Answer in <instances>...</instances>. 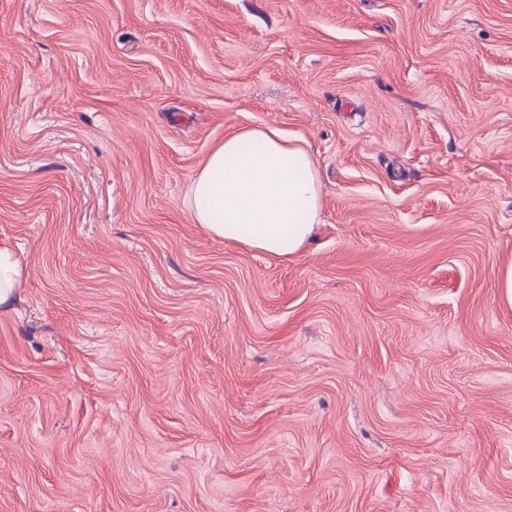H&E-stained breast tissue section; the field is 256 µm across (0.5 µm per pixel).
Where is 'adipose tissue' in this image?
Segmentation results:
<instances>
[{"mask_svg": "<svg viewBox=\"0 0 512 512\" xmlns=\"http://www.w3.org/2000/svg\"><path fill=\"white\" fill-rule=\"evenodd\" d=\"M184 202L211 235L291 260L321 221L319 167L278 128L243 127L213 147Z\"/></svg>", "mask_w": 512, "mask_h": 512, "instance_id": "ef3b65f1", "label": "adipose tissue"}]
</instances>
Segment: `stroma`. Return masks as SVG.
<instances>
[{
	"instance_id": "1",
	"label": "stroma",
	"mask_w": 512,
	"mask_h": 512,
	"mask_svg": "<svg viewBox=\"0 0 512 512\" xmlns=\"http://www.w3.org/2000/svg\"><path fill=\"white\" fill-rule=\"evenodd\" d=\"M304 140L293 261L184 204ZM0 512H512V0H0ZM21 276L19 262L11 246L0 243V309L13 301V292ZM496 288L499 303L512 308V259L499 267Z\"/></svg>"
}]
</instances>
